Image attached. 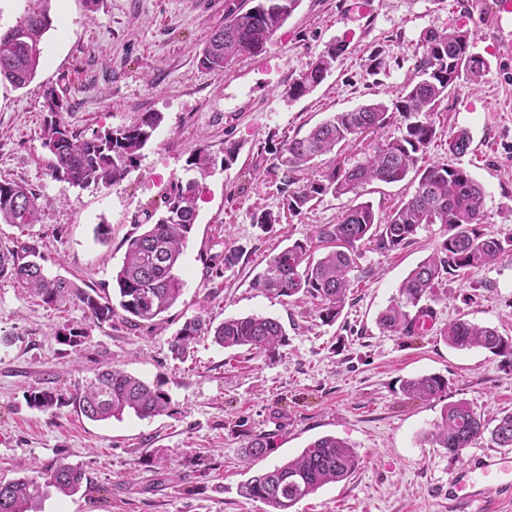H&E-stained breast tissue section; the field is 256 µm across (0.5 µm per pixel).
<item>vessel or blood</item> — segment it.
Wrapping results in <instances>:
<instances>
[{"instance_id": "obj_1", "label": "vessel or blood", "mask_w": 512, "mask_h": 512, "mask_svg": "<svg viewBox=\"0 0 512 512\" xmlns=\"http://www.w3.org/2000/svg\"><path fill=\"white\" fill-rule=\"evenodd\" d=\"M496 43L503 55H512V0H500L495 17ZM502 454H487L473 462L458 467L448 485L450 512H472L474 503L491 495L512 493V483L491 481V474L498 472L505 462Z\"/></svg>"}]
</instances>
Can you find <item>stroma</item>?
<instances>
[{"label":"stroma","mask_w":512,"mask_h":512,"mask_svg":"<svg viewBox=\"0 0 512 512\" xmlns=\"http://www.w3.org/2000/svg\"><path fill=\"white\" fill-rule=\"evenodd\" d=\"M253 0H51L52 27L43 57L25 88L0 82V178L40 195L43 221L31 233L51 274L111 294L126 239L159 215L171 182L184 177L199 143L236 160L200 186L199 213L178 268L183 294L159 325L121 319L98 325L81 307L51 308L12 281H0V478L29 474L55 460L83 467L87 488L51 496L42 512H265L239 486L256 472L245 458L250 441L270 438L271 467L333 435L360 457L348 479L298 502L293 512H448V480L462 460L496 452L483 436L461 458L428 437L445 405L462 401L478 415L512 412V357L450 348L440 334L464 318L512 339V249L493 264L460 270L430 300L436 323L413 336L382 332L377 318L418 262L448 236L441 224L393 252L363 248L351 273L349 302L336 322L322 323L312 303L255 288L267 259L294 241L312 240L338 221L353 195H327L303 214L287 213L273 151L334 113L396 98L415 73L414 49L427 30L465 22L491 67L472 91L449 94L439 109L445 126L431 160L454 162L484 186L483 232L512 235V57L495 50L497 0H300L265 51L234 60L224 73L205 70L199 53L210 33ZM350 42L326 79L289 99V84L325 46ZM378 68H371L370 58ZM68 102L75 131L117 128L141 113L163 117L137 169L120 184L80 189L51 175L40 139L44 92ZM469 129L472 143L448 154V130ZM264 211L280 223L255 224ZM107 225L105 240L95 236ZM233 255L211 279L210 260ZM249 314L279 319L287 345L274 357L224 349L204 338L193 356L174 359L169 346L197 315L213 323ZM77 328L78 346L62 333ZM117 367L161 379L170 410L141 419L93 422L68 405L42 411L28 390L70 394L99 371ZM438 374L448 392L423 400L402 390L405 379Z\"/></svg>","instance_id":"35a3bbf8"}]
</instances>
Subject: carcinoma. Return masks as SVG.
<instances>
[{"instance_id":"carcinoma-1","label":"carcinoma","mask_w":512,"mask_h":512,"mask_svg":"<svg viewBox=\"0 0 512 512\" xmlns=\"http://www.w3.org/2000/svg\"><path fill=\"white\" fill-rule=\"evenodd\" d=\"M27 2L29 7L22 20L0 32V81L17 89L36 76L42 38L51 27L50 0ZM298 2L258 0L254 7L232 14L224 28L210 34L199 63L221 74L225 62L263 52ZM348 47L344 37L326 45L311 68L288 86V97L299 99L319 86ZM421 48L423 54L414 77L397 98L338 112L304 136L284 140L275 150L274 169L282 174L287 208L293 216L328 194L359 198L374 183H396L409 175L417 182L412 196L384 215L377 213L372 204L360 202L350 206L336 223L319 227L320 241L333 244V249L320 257H314L311 245L298 240L273 254L257 275L255 287L264 292L313 301L324 323L335 322L342 313L352 288L350 273L363 246L390 252L412 243L418 231L429 224L448 226V238L409 272L378 317L382 331L404 336L419 330L420 318L431 313L424 300L449 275L458 269L486 266L512 246V236L501 239L480 230L484 188L469 171L425 160L440 127V103L449 92L465 84H478L490 61L476 51V32L465 25L430 32L423 37ZM43 108L46 115L41 140L52 156V175L81 189L107 188L125 180L138 167L141 151L162 121L159 113L146 112L129 126L95 130L86 136L63 122L62 113L68 106L54 90L45 92ZM396 113L405 120L399 134L386 138L371 154L349 167L313 174L320 156L341 143L355 141L366 130H385ZM470 143L468 129L448 131L449 153L461 155ZM235 153L233 144L224 148L221 159L205 144L190 150L186 171L191 176L172 182L164 197L163 214L126 241L124 260L112 275L118 304L96 291L50 275L39 262L42 255L34 242L16 241L11 246L0 243V281L18 283L49 307L74 303L97 324L112 322L119 310L123 320L135 326L162 319L182 294L177 267L198 217L200 181L210 177L217 164H230ZM40 223L38 193L15 181L0 179V224H12L25 232ZM204 335L213 337V342L224 349L246 347L266 356L276 355L288 342L283 324L272 317L250 314L214 326L200 315L186 320L171 338L173 356L188 359L197 339ZM441 336L457 350L482 348L497 355H512V343L495 328L462 318L448 323ZM402 389L424 400L436 399L447 393L448 381L440 375H423L405 380ZM25 399L29 406L45 411L72 404L93 421L120 420L127 411L140 419L152 418L167 412L171 405L162 380L148 382L114 367L98 373L68 398L49 390H31ZM487 432L497 447L512 448V412L490 421L459 402L445 406L429 439L457 456ZM270 450L269 438L258 435L249 443L246 456L256 462ZM359 463L350 444L332 435L323 436L299 456L250 477L241 485L240 493L265 504V512H291L299 501L320 488L347 479ZM84 480L86 474L80 467L62 461L38 466L18 479L0 480V512H41L42 503L52 493L71 496L81 489Z\"/></svg>"}]
</instances>
